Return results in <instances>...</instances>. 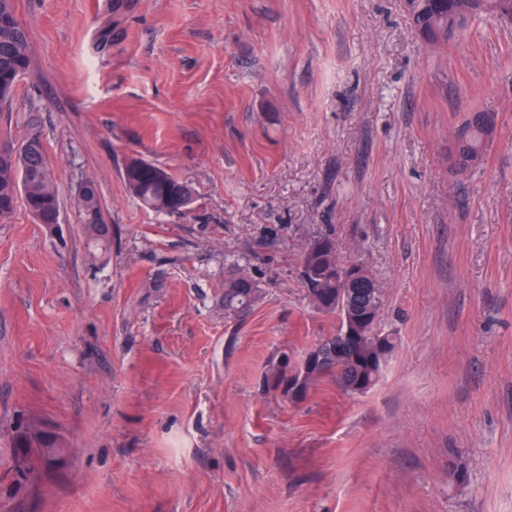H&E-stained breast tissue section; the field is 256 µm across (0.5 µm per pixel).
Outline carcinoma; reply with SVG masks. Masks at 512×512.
Returning <instances> with one entry per match:
<instances>
[{
	"mask_svg": "<svg viewBox=\"0 0 512 512\" xmlns=\"http://www.w3.org/2000/svg\"><path fill=\"white\" fill-rule=\"evenodd\" d=\"M417 20L439 22L447 17L448 9L457 0H417ZM30 59V43L25 27L15 12V0H0V99L12 97L17 83L26 72ZM458 131L472 147L473 154L483 151L485 139L482 130L470 118L463 119ZM125 180L130 194L150 209L166 214L180 213L193 203L191 188L179 181L168 170L154 164L132 159L125 168ZM23 203L33 220L51 226L59 210V193L52 181L43 142L32 136L14 148L13 156L0 163V221L12 215L17 203ZM77 210L87 234V247L92 257L110 253L112 234L106 223L96 189L78 191ZM327 248L319 255L318 262L326 267L336 266V242L330 234L320 236ZM312 306L323 313L334 314L339 320L336 334L316 343L306 355L321 359V363L288 378L291 355L282 351L271 358L265 367L264 384L269 391L288 396L294 387L306 398L309 391L324 378L332 379L338 388L350 394H364L380 380L383 367L382 355L392 356L396 337L383 331L380 323L364 330L360 336L344 335L345 320L336 312V285L323 284L312 278L303 280ZM261 288L251 277L230 274L224 280L221 303L224 315L238 319L245 316L258 302ZM355 309L378 310L383 306V296L375 288L354 296ZM12 468L24 479L17 480L20 490L34 485L41 471L48 468L47 459L62 452L53 435L38 426H30L13 437Z\"/></svg>",
	"mask_w": 512,
	"mask_h": 512,
	"instance_id": "obj_1",
	"label": "carcinoma"
}]
</instances>
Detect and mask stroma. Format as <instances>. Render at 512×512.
<instances>
[{"label": "stroma", "mask_w": 512, "mask_h": 512, "mask_svg": "<svg viewBox=\"0 0 512 512\" xmlns=\"http://www.w3.org/2000/svg\"><path fill=\"white\" fill-rule=\"evenodd\" d=\"M30 65L0 141L40 135L61 222H0V480L16 429L64 453L13 512H512V22L427 42L403 0H16ZM495 116L451 171L462 118ZM140 159L194 190L134 200ZM94 181L108 257L73 201ZM371 271L398 338L380 381L263 386L335 333L307 242ZM264 290L225 318L224 277ZM469 481H448V454Z\"/></svg>", "instance_id": "35a3bbf8"}]
</instances>
